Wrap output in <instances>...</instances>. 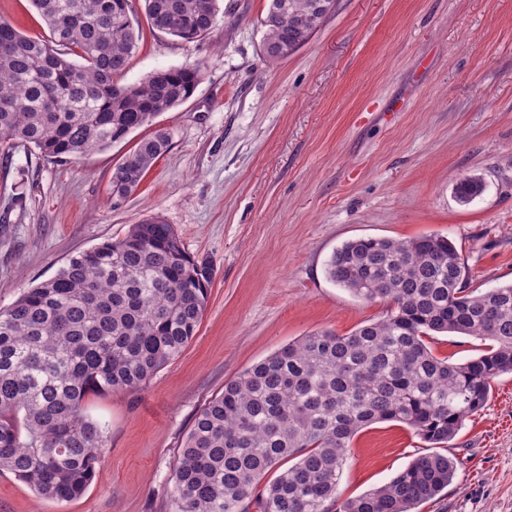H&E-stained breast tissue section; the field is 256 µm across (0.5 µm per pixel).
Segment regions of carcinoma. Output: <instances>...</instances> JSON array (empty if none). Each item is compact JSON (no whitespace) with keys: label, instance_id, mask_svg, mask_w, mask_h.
<instances>
[{"label":"carcinoma","instance_id":"carcinoma-1","mask_svg":"<svg viewBox=\"0 0 512 512\" xmlns=\"http://www.w3.org/2000/svg\"><path fill=\"white\" fill-rule=\"evenodd\" d=\"M268 0L265 58L314 34L322 2ZM150 27L193 42L213 27L218 0H142ZM46 37L0 22V151L30 146L43 160L105 151L190 98L201 67L162 68L120 85L139 33L132 0H31ZM169 147L158 129L112 170V194L135 191ZM482 181L456 183L463 203ZM330 281L386 315L348 335L308 334L224 383L180 449L174 512H414L454 479L448 447L486 404L491 381L512 373V283L469 286L445 236L343 243ZM213 269L185 250L170 224L150 218L121 239L71 257L52 278L0 309V472L57 502L82 497L107 448L84 407L90 393L141 390L196 336ZM478 336L488 350L463 363L435 356L427 339ZM396 421L434 452L388 483L343 499L338 485L354 437Z\"/></svg>","mask_w":512,"mask_h":512}]
</instances>
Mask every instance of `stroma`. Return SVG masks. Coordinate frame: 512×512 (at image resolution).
<instances>
[{
  "label": "stroma",
  "mask_w": 512,
  "mask_h": 512,
  "mask_svg": "<svg viewBox=\"0 0 512 512\" xmlns=\"http://www.w3.org/2000/svg\"><path fill=\"white\" fill-rule=\"evenodd\" d=\"M216 25L186 43L152 30L119 84L159 68L200 65L193 96L124 141L78 161L26 147L0 157V308L53 277L79 252L156 216L186 251L210 262L194 339L145 388L86 398L108 445L84 496L53 502L0 473V512H173L168 495L197 411L226 381L309 333L346 335L382 318L327 278L342 243L440 234L454 241L471 286L512 282V0H337L287 58L261 53L267 0H219ZM164 129L167 152L129 196L113 168ZM481 176L461 203L457 180ZM433 354L462 363L487 343L433 336ZM429 447L407 425L359 432L339 484L355 497ZM447 453L455 478L417 512H512V376L497 377Z\"/></svg>",
  "instance_id": "1"
}]
</instances>
